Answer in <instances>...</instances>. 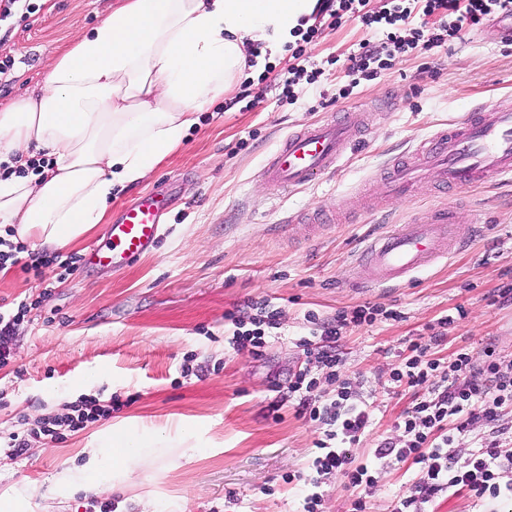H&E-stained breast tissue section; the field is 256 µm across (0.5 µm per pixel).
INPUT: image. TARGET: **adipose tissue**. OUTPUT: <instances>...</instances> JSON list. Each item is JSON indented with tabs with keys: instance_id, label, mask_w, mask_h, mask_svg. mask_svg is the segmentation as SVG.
Returning <instances> with one entry per match:
<instances>
[{
	"instance_id": "ef3b65f1",
	"label": "adipose tissue",
	"mask_w": 512,
	"mask_h": 512,
	"mask_svg": "<svg viewBox=\"0 0 512 512\" xmlns=\"http://www.w3.org/2000/svg\"><path fill=\"white\" fill-rule=\"evenodd\" d=\"M318 0H122L49 65L43 85L0 110V227L44 246L78 243L117 186L142 180L212 103L252 70L246 46L282 53ZM53 165L20 174L37 153ZM164 428L130 425L99 453L137 463Z\"/></svg>"
}]
</instances>
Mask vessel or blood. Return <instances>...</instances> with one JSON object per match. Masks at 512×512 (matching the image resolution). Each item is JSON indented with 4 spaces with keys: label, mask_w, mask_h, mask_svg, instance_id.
<instances>
[{
    "label": "vessel or blood",
    "mask_w": 512,
    "mask_h": 512,
    "mask_svg": "<svg viewBox=\"0 0 512 512\" xmlns=\"http://www.w3.org/2000/svg\"><path fill=\"white\" fill-rule=\"evenodd\" d=\"M371 118V112L358 108L290 132L264 165V181L277 191H295L333 173L365 140ZM426 179L448 194L479 186H512V100L474 106L450 127L392 156L385 172L373 179L371 195L382 206L406 201ZM171 202L170 193L160 191L123 206L105 236L87 247L85 262L127 266L152 252L167 232L164 216ZM462 221L455 207H433L368 240L358 263L368 270L371 284H402L458 245L454 228Z\"/></svg>",
    "instance_id": "obj_1"
}]
</instances>
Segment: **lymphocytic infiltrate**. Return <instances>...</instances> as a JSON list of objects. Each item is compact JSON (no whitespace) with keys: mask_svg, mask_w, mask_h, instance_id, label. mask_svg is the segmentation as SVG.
<instances>
[{"mask_svg":"<svg viewBox=\"0 0 512 512\" xmlns=\"http://www.w3.org/2000/svg\"><path fill=\"white\" fill-rule=\"evenodd\" d=\"M320 11L333 25H342L348 16L374 33V40L360 42L349 55L346 67L347 75L374 80L406 53L444 48L494 18L511 20L512 0H386L376 9L371 8L370 0H322ZM416 13L424 18L417 26L412 23ZM76 263V256L41 255L21 241L0 250L1 266L11 264L26 274H40L43 267L53 264L70 272ZM256 310L250 324L234 321L227 342L235 350L259 357L267 344V331L278 325V312L264 301L257 303ZM380 313V308L366 305L338 313L333 321L320 324L314 339L303 342L304 347L312 348L315 365L293 373L288 395L298 401V416L321 421L326 427L323 438L315 443L310 485L315 488L329 475L342 476L349 488L359 493L354 502L356 512H364L363 494L375 483L374 467L408 462L420 477L409 495L399 499L395 512H428V504L444 492H464L474 501L494 507L511 505V451L502 450L493 440L478 450L463 448L458 461L448 454L449 446L460 444L475 423L497 421L501 408L512 404V362L503 360L493 346L484 348L478 366L462 351L444 367L429 359V351L442 346L449 328L465 317L462 309L431 324L426 341L410 342L407 356L391 377L395 387L430 392L429 397L413 401L397 417L395 426L402 433L401 440L382 439L374 450L373 462L355 464L351 449L364 435L370 415L366 404L354 402L350 384L342 377L345 359L341 340L352 328L373 325ZM319 370L339 383L335 399L323 405L311 396ZM112 408L111 402L97 400L73 405L66 415L42 422L35 435L57 441L63 432H77L87 424L110 418Z\"/></svg>","mask_w":512,"mask_h":512,"instance_id":"obj_1","label":"lymphocytic infiltrate"}]
</instances>
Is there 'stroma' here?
Returning a JSON list of instances; mask_svg holds the SVG:
<instances>
[{"label": "stroma", "instance_id": "35a3bbf8", "mask_svg": "<svg viewBox=\"0 0 512 512\" xmlns=\"http://www.w3.org/2000/svg\"><path fill=\"white\" fill-rule=\"evenodd\" d=\"M27 26L0 27V58L12 56L15 82L0 87V109L38 90L44 66L77 33L95 26L118 0H35ZM369 33L360 24L322 25L305 44L320 75L284 93L288 56L244 78L252 95L203 113L185 142L144 182L115 188L108 218L137 195L177 187L166 221L170 229L155 252L121 270L44 267L41 277L14 267L0 276V309L28 311L10 343L12 359L0 368V433H18L21 457L0 447V503L20 512H302L304 497L319 491L321 512H352L355 493L336 476L312 488L307 479L318 423L297 417L295 401H281L276 385L308 362L300 341L310 336L307 313L322 322L359 305L395 310L397 318L348 331L341 340L345 374L358 398L371 406V422L353 449L356 462L372 461L380 439L397 437L398 415L411 392L392 388L400 352L426 335L428 325L460 306L467 316L448 331L447 345L430 358L448 361L464 349L480 358L486 345L512 360V306L495 301L512 281V187L460 193L464 209L485 220L481 238L416 273L397 288L365 284L353 266L361 239L385 221L442 202L432 184L386 213L362 212L328 224L289 223V216L335 209L337 201L368 189L377 168L394 153L452 124L477 104L512 98V42L498 27L468 33L447 50L411 52L348 98L347 58ZM390 98L392 109L381 107ZM361 107L374 114L364 145L341 171L292 195L271 190L260 176L267 158L293 127ZM269 300L279 310L263 356L233 350L224 341L230 318L249 319L252 305ZM118 397L111 418L54 443L32 437L48 417L66 413L80 398ZM185 423L188 442L145 451L137 483L122 487L113 468L106 482L82 479L100 436L121 425ZM416 469H377L366 512H392Z\"/></svg>", "mask_w": 512, "mask_h": 512}]
</instances>
